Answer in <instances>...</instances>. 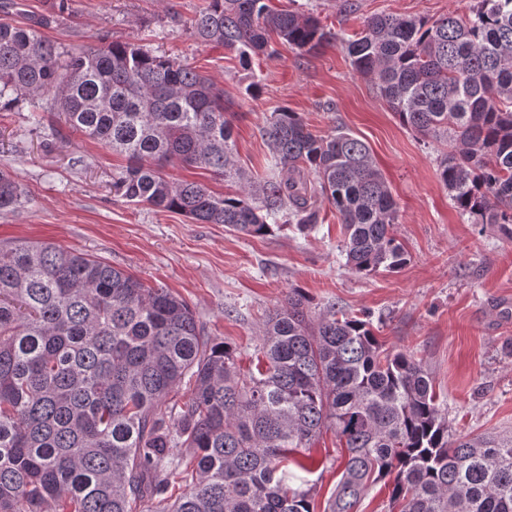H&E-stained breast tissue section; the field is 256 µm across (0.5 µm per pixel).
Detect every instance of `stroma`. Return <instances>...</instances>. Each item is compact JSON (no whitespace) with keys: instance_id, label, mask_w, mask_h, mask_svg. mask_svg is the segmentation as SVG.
<instances>
[{"instance_id":"35a3bbf8","label":"stroma","mask_w":512,"mask_h":512,"mask_svg":"<svg viewBox=\"0 0 512 512\" xmlns=\"http://www.w3.org/2000/svg\"><path fill=\"white\" fill-rule=\"evenodd\" d=\"M343 2L271 0L278 10L312 13L338 38L309 53L280 46L248 70L237 54L191 37L190 21L206 0H0V22L44 15L51 23L43 36L65 50L129 42L212 76L233 115L236 159L255 174L271 169L261 129L281 106L299 112L314 133L361 139L397 203V237L409 255L402 269L353 273L336 213L321 197L322 222L313 230L262 237L129 205L112 191L125 159L27 101L0 112V171L28 194L21 207L0 214V241L54 242L171 289L211 336L236 348L245 367L266 316L290 289H302L315 305L369 318L386 349L421 360L450 434L511 432L512 240L454 207L438 177L447 144L402 125L344 46L371 15L466 20L476 0H351L348 10ZM254 78L262 86L256 98L246 92ZM341 453L333 430H323L306 454L307 472L290 486L309 489L324 507L341 477Z\"/></svg>"}]
</instances>
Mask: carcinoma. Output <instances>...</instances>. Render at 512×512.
Returning a JSON list of instances; mask_svg holds the SVG:
<instances>
[{
	"label": "carcinoma",
	"mask_w": 512,
	"mask_h": 512,
	"mask_svg": "<svg viewBox=\"0 0 512 512\" xmlns=\"http://www.w3.org/2000/svg\"><path fill=\"white\" fill-rule=\"evenodd\" d=\"M31 24L0 23V111L46 98L69 127L124 156L112 192L133 205L264 236L283 218L321 223L323 196L361 276L407 263L396 203L369 147L313 133L279 107L261 128L265 176L235 160L224 89L128 42L69 52ZM194 38L255 57L311 52L332 34L267 0H207ZM358 73L403 125L450 144L439 178L454 206L512 239V0L473 18L377 14L347 43ZM174 163L238 191L172 181ZM0 172V211L22 203ZM243 369L167 288L47 242H0V512H315L289 462L325 427L347 456L325 512H353L375 478L400 512H512V435L449 439L421 361L382 349L369 323L298 289L268 315Z\"/></svg>",
	"instance_id": "cac0c4a2"
}]
</instances>
